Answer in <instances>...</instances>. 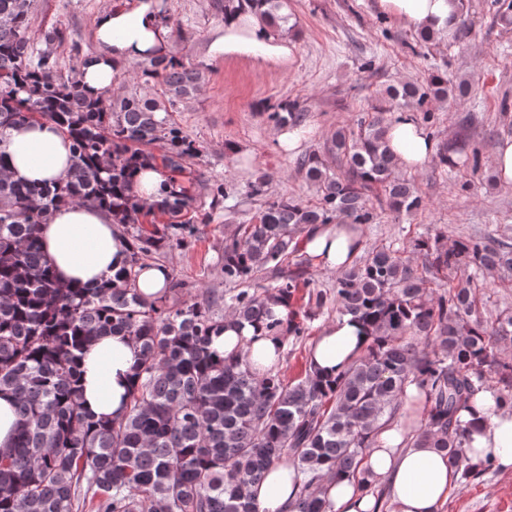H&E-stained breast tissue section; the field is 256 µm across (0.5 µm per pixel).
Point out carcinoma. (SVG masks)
<instances>
[{
  "instance_id": "obj_1",
  "label": "carcinoma",
  "mask_w": 512,
  "mask_h": 512,
  "mask_svg": "<svg viewBox=\"0 0 512 512\" xmlns=\"http://www.w3.org/2000/svg\"><path fill=\"white\" fill-rule=\"evenodd\" d=\"M31 7L32 0H0V135L18 122L51 120L71 140L74 162L59 181L24 185L4 175L8 158L0 151V393L15 397L18 416L12 448L0 451V512H81L88 502L95 512H259L254 487L276 464L294 468L292 512H332V482H367V451L381 426L409 406L423 409L413 445L445 453L460 483L491 469V462H469L461 411L492 379L498 402L512 409V357L497 348L512 341V314L489 327L478 315L477 275L512 270V249L503 243L464 238L447 246L421 237L412 248L423 259L419 269L381 246L344 271L336 312L365 324L370 341L334 379L310 364L294 383L270 370L259 380L247 355L216 359L210 347L228 316L263 324L273 336L307 334V320L291 314L283 328L270 311L290 307L299 288L283 269L295 235L338 219L375 223L374 192L394 213L420 210L413 180L397 173L386 104L462 97L468 83L450 86L433 74L424 85L387 87L376 113L355 130L336 129L325 152L302 160L315 203L269 196L265 177L254 181L250 195L264 201L225 241L226 295L183 303L176 281L172 296L147 300L135 288L137 269L196 230L193 197L179 177L199 148L169 112L198 94L203 72L175 55L152 58L141 63L134 88L89 100L63 78L51 50L65 31L33 32ZM224 10L254 12L276 32L295 28L288 0H224ZM269 118L297 126L304 114L282 103ZM156 143L159 157L149 150ZM330 158L341 173L330 171ZM158 160L169 188L152 209L167 216L166 227L137 228L126 264L101 282H58L38 233L48 212L86 202L110 211L117 224H136L143 207L131 192L134 174ZM266 268L278 272L276 280L254 282ZM450 273L448 287H432ZM114 333L135 341L141 361L126 413L101 421L82 406L81 355L87 343ZM412 384L415 395L407 393Z\"/></svg>"
}]
</instances>
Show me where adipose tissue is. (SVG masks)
Wrapping results in <instances>:
<instances>
[{
	"label": "adipose tissue",
	"mask_w": 512,
	"mask_h": 512,
	"mask_svg": "<svg viewBox=\"0 0 512 512\" xmlns=\"http://www.w3.org/2000/svg\"><path fill=\"white\" fill-rule=\"evenodd\" d=\"M380 9L399 24L414 29L451 28L460 0H378ZM97 52L77 72L76 84L86 96L97 98L111 88L116 75L128 66L168 55L169 33L160 22L159 0H126L99 14L93 24ZM285 33L269 31L259 16L232 13L224 19V32L208 45L213 58L247 59L262 65L282 64L296 51ZM389 142L404 169H424L435 150L431 137L413 119L402 116L389 126ZM0 151L8 157L7 174L19 183L58 179L73 160L71 142L48 120L16 124L0 136ZM45 257L62 282L75 286L97 282L124 264L128 239L111 214L89 204H62L50 211L39 227ZM303 251L333 272H343L350 253L361 248L356 224H320L307 230ZM366 329L344 317L324 327L309 359L324 374L343 372L368 344ZM211 347L227 356L241 351L265 367H274L282 350L278 337L264 326L226 324ZM141 359L131 337L115 334L93 340L84 360L82 395L88 411L100 418L126 410L133 373ZM471 439L472 460L492 459L512 471V410L499 406L494 391L480 393L461 413ZM403 421L388 424L378 435L364 465L371 484L386 487L392 512H440L456 477L444 454L435 448L407 446ZM294 470L273 466L259 483V512H288L296 498ZM333 512H373L376 497L357 480L336 481L328 490Z\"/></svg>",
	"instance_id": "ef3b65f1"
}]
</instances>
